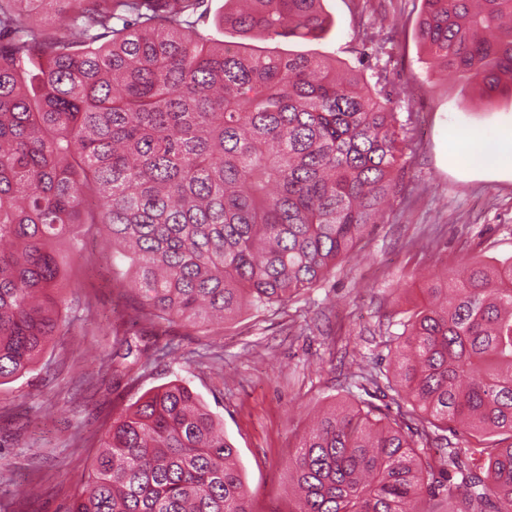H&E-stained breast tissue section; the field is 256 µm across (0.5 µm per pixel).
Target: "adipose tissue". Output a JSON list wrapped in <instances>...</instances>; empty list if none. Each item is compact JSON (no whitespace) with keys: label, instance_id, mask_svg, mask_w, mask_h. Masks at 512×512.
Returning <instances> with one entry per match:
<instances>
[{"label":"adipose tissue","instance_id":"ef3b65f1","mask_svg":"<svg viewBox=\"0 0 512 512\" xmlns=\"http://www.w3.org/2000/svg\"><path fill=\"white\" fill-rule=\"evenodd\" d=\"M448 153L456 161L482 168L502 167L505 160L512 159V124L450 131Z\"/></svg>","mask_w":512,"mask_h":512}]
</instances>
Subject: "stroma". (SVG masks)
<instances>
[{
	"label": "stroma",
	"mask_w": 512,
	"mask_h": 512,
	"mask_svg": "<svg viewBox=\"0 0 512 512\" xmlns=\"http://www.w3.org/2000/svg\"><path fill=\"white\" fill-rule=\"evenodd\" d=\"M420 7L421 0H323L328 34L288 45L355 69L361 25L386 16L389 67L414 92L393 102L413 139L382 223L285 308L242 310L208 334L157 326L138 316L139 296L125 264L113 263L104 231L86 228L79 286L63 311L69 334L33 372L0 385V504L9 512H65L113 415L173 380L221 418L255 512H288V460L310 416L357 400L356 361L389 369L390 340L424 300V275L512 257V161L488 171L448 158L449 127L510 123L512 101L482 98L433 62L416 36ZM130 328L151 353L131 371L112 357ZM168 342L174 352L155 356Z\"/></svg>",
	"instance_id": "obj_1"
}]
</instances>
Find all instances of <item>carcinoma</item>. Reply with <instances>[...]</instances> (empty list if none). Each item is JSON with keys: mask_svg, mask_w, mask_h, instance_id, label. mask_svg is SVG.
<instances>
[{"mask_svg": "<svg viewBox=\"0 0 512 512\" xmlns=\"http://www.w3.org/2000/svg\"><path fill=\"white\" fill-rule=\"evenodd\" d=\"M0 0V384L65 333L80 228L130 260L151 319L202 333L285 306L378 223L410 130L388 71L250 40L314 41L322 0ZM385 26L363 29L358 58ZM437 64L512 98V0H422ZM390 340L409 431L342 402L288 462L289 512H512V262L426 289ZM465 434V445L452 441ZM221 420L170 382L112 418L66 512H253Z\"/></svg>", "mask_w": 512, "mask_h": 512, "instance_id": "cac0c4a2", "label": "carcinoma"}]
</instances>
